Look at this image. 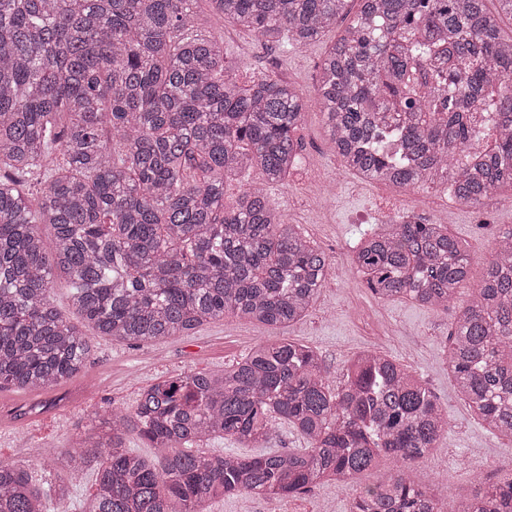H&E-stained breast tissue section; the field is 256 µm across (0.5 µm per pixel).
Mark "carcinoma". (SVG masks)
I'll use <instances>...</instances> for the list:
<instances>
[{"label":"carcinoma","instance_id":"obj_1","mask_svg":"<svg viewBox=\"0 0 512 512\" xmlns=\"http://www.w3.org/2000/svg\"><path fill=\"white\" fill-rule=\"evenodd\" d=\"M196 0H0V389L60 386L86 366L88 326L122 343H159L226 313L277 327L302 319L331 258L286 222L267 186L295 170L308 104L273 77L243 85L224 45L196 33ZM216 15L267 42L307 47L348 0H211ZM323 59L318 104L342 167L368 182L450 185L480 206L512 187V0H360ZM497 134L471 154L485 125ZM260 181L225 207L227 183ZM41 177L36 203L27 179ZM55 233L44 249L38 226ZM351 269L382 300L446 309L467 277V247L446 224H380L352 248ZM68 276L80 321L53 305ZM457 392L512 437V227L499 231L485 278L454 318L446 352ZM66 452L72 478L95 474L78 512H209L230 494L278 499L336 481L354 487L382 458L390 481L350 512H512V470L464 506L415 485L448 410L408 366L373 348L335 388L319 355L268 339L221 373L180 374L145 388L134 411L95 415ZM296 451L208 452L231 438L262 448L272 423ZM135 433L161 453L127 445ZM70 489L37 485L0 461V512H51Z\"/></svg>","mask_w":512,"mask_h":512}]
</instances>
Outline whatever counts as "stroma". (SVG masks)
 Returning <instances> with one entry per match:
<instances>
[{
	"instance_id": "stroma-1",
	"label": "stroma",
	"mask_w": 512,
	"mask_h": 512,
	"mask_svg": "<svg viewBox=\"0 0 512 512\" xmlns=\"http://www.w3.org/2000/svg\"><path fill=\"white\" fill-rule=\"evenodd\" d=\"M359 8V0H348L335 27L318 43L299 47L287 42L271 46L242 26L222 22L209 0H197L194 6L199 31L223 42L240 83L271 76L293 85L309 103L297 132L303 146L301 161L287 183L268 189L289 222L332 258L328 279L307 315L271 330L228 314L159 344L93 337L84 374L36 396L38 408L29 417L0 420V460L34 466L41 456H64L73 435L90 426L93 413L131 409L145 388L171 376L221 372L257 342L278 336L313 348L332 386L341 380L345 362L369 348L417 371L447 409L448 430L433 453L413 466L410 477L416 484L448 491L462 504L475 495L478 478L493 480L512 469V438L492 433L470 413L453 385L445 352L456 313L484 278L494 239L501 228L512 225V191L483 206H457L449 229L467 245L469 276L443 310L408 299L380 300L353 273L348 254L364 227L352 218L386 203L380 184L367 182L358 191L346 190L337 197L320 186L321 181L335 179L336 158L327 148L324 117L315 104L319 66ZM353 495V488L325 483L284 500L237 494L215 502L211 512H349Z\"/></svg>"
}]
</instances>
